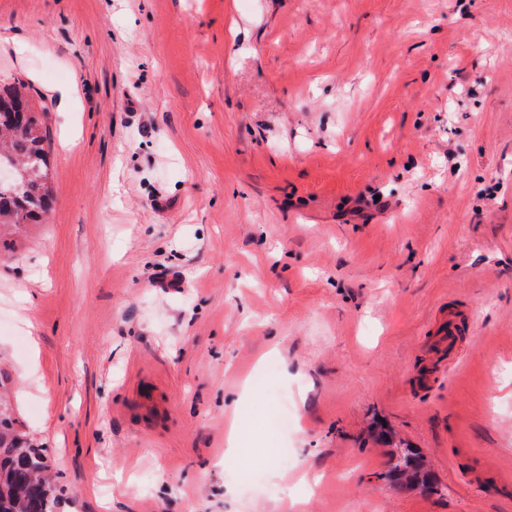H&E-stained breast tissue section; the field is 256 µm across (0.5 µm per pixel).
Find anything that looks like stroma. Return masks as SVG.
I'll return each instance as SVG.
<instances>
[{
	"instance_id": "35a3bbf8",
	"label": "stroma",
	"mask_w": 512,
	"mask_h": 512,
	"mask_svg": "<svg viewBox=\"0 0 512 512\" xmlns=\"http://www.w3.org/2000/svg\"><path fill=\"white\" fill-rule=\"evenodd\" d=\"M16 79L0 369L62 512H512V0H0ZM22 89L24 83L17 80L0 94V164L15 163V182L0 183V240L42 220L54 200L43 148L45 110L35 111ZM19 104L24 105L21 118ZM421 473V463L409 452L403 453L398 462L391 463L390 468L381 475V479L403 489L418 481Z\"/></svg>"
}]
</instances>
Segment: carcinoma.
I'll return each instance as SVG.
<instances>
[{"label":"carcinoma","mask_w":512,"mask_h":512,"mask_svg":"<svg viewBox=\"0 0 512 512\" xmlns=\"http://www.w3.org/2000/svg\"><path fill=\"white\" fill-rule=\"evenodd\" d=\"M44 117L30 104L23 82L0 94V163H15V182L0 183V238L42 220L52 207ZM47 470L46 449L21 430L13 409H0V512H61L60 491ZM420 473L421 463L405 452L381 479L403 489Z\"/></svg>","instance_id":"1"}]
</instances>
